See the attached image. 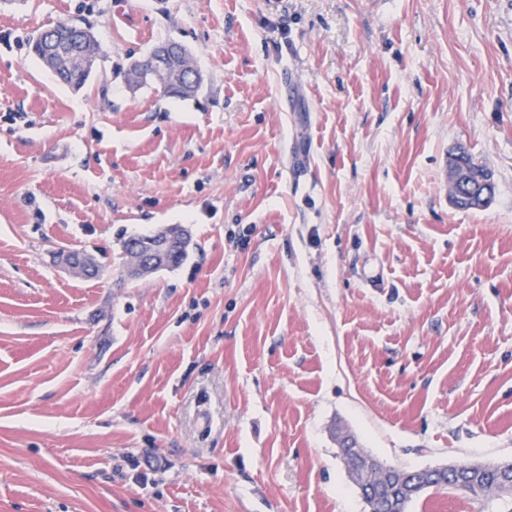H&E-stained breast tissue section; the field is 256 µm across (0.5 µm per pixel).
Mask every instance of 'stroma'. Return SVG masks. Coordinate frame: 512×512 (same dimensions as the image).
<instances>
[{
    "label": "stroma",
    "mask_w": 512,
    "mask_h": 512,
    "mask_svg": "<svg viewBox=\"0 0 512 512\" xmlns=\"http://www.w3.org/2000/svg\"><path fill=\"white\" fill-rule=\"evenodd\" d=\"M57 21L103 53L82 88L29 51ZM169 39L195 97L125 80ZM165 225L184 261L127 277ZM340 428L512 461V0H0V512H369Z\"/></svg>",
    "instance_id": "35a3bbf8"
}]
</instances>
